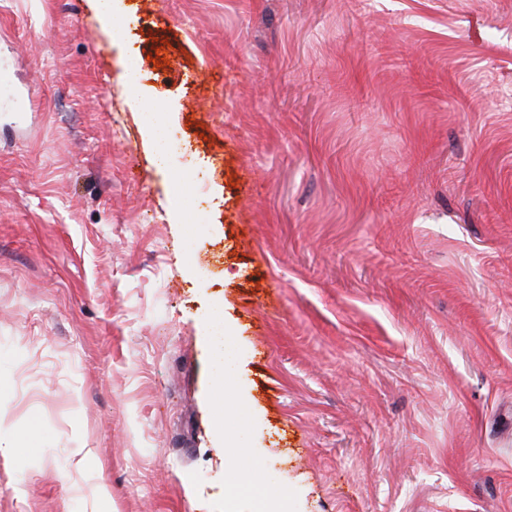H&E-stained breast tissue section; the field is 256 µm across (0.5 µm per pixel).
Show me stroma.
Instances as JSON below:
<instances>
[{
    "instance_id": "obj_1",
    "label": "stroma",
    "mask_w": 512,
    "mask_h": 512,
    "mask_svg": "<svg viewBox=\"0 0 512 512\" xmlns=\"http://www.w3.org/2000/svg\"><path fill=\"white\" fill-rule=\"evenodd\" d=\"M0 0V512H512V0ZM191 146L167 162L126 58ZM205 174L196 252L173 177ZM209 349L213 375L224 386V395L226 393L224 408L221 405L214 407L216 413L221 417L219 427L224 432V444L244 446L248 433L237 421L239 414L243 410H247V401L244 397L231 392L234 379V357L230 354L229 347L222 345L212 335L209 338Z\"/></svg>"
}]
</instances>
